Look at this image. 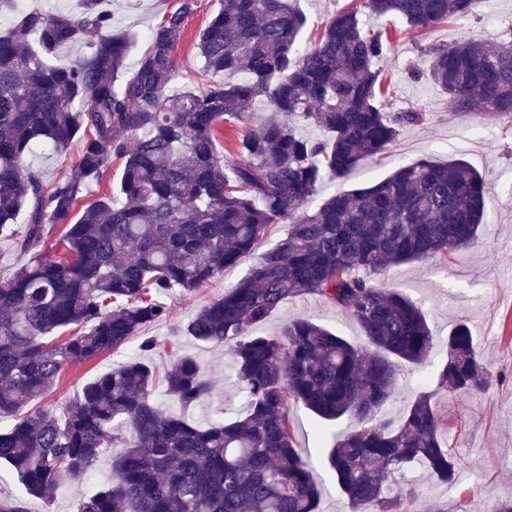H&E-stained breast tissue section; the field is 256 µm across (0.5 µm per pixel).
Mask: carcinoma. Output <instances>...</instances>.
<instances>
[{"instance_id": "cac0c4a2", "label": "carcinoma", "mask_w": 512, "mask_h": 512, "mask_svg": "<svg viewBox=\"0 0 512 512\" xmlns=\"http://www.w3.org/2000/svg\"><path fill=\"white\" fill-rule=\"evenodd\" d=\"M193 2L150 29L148 49L118 86L133 40L112 33L101 0L57 13L0 0V13H14L0 29V237L22 219L15 244L27 257L0 281V421L12 419L0 427V462L22 486V495L0 499V512H29L26 497H47L109 448L120 449L112 484L80 495L72 512H319V488L292 432L293 402L328 425L352 421L327 456L352 512H408L415 490L395 475L420 465L451 483L457 465L441 442L433 393L418 394L397 426L384 417L399 364H425L434 336L422 307L382 276L476 246L486 183L462 162L423 158L308 205L324 180L381 158L401 128L423 119L388 100L376 62L391 37L466 18L474 0H352L304 47L307 19L296 0H222L197 36L201 71L175 88L174 50ZM366 13L391 29L365 30ZM90 34L85 54L57 63L62 48ZM420 53L428 68L412 64L408 76L440 86L451 111L512 117V41L489 48L465 37ZM258 101L279 118L255 130ZM230 121L241 134L224 155L216 141ZM307 125L324 138L302 136ZM75 140L81 154L65 178L51 184L22 168L32 148L63 152ZM114 158L123 161L119 181L78 209ZM285 220V236L186 327L199 341L231 343L244 415L200 429L162 408L143 359L157 347L151 337L139 344L142 357L85 384L60 414L30 409L64 366L118 350L166 317L163 295L203 287ZM56 229L63 252L44 256ZM307 294L355 320L364 346L308 318L275 335L256 332L288 298ZM65 329L73 334L50 344ZM165 381L184 409L214 388L187 357ZM488 383L460 323L448 334L437 390L478 393Z\"/></svg>"}]
</instances>
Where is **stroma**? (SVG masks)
<instances>
[{"instance_id":"stroma-1","label":"stroma","mask_w":512,"mask_h":512,"mask_svg":"<svg viewBox=\"0 0 512 512\" xmlns=\"http://www.w3.org/2000/svg\"><path fill=\"white\" fill-rule=\"evenodd\" d=\"M195 3L174 53L173 83L177 86L189 83L201 69L197 34L220 7V0ZM180 4L181 0H107L105 7L112 13L113 31L137 36L126 61L127 71H134L147 49L148 31ZM462 36L489 46L512 37V0H475L468 20H451L421 34L407 32L399 36L378 66L392 80L394 107L424 112V120L404 127L385 158L365 164L347 180L325 182L320 192L324 198L346 192L421 158L439 164L463 161L488 184L478 250L448 260L436 257L398 265L384 278L387 285L422 304L435 337L427 366H401L399 394L387 406L386 415L400 422L418 393L433 392L438 414L448 421L443 439L459 462L457 481L452 485L431 478L418 466L405 473V481L415 490L412 512H475L479 506L493 508L512 503V119L450 111L447 93L428 79L414 81L406 74L411 64L427 66L420 46L446 44ZM80 151L77 141L61 153L38 149L25 156L24 164L38 170L45 181L53 182L70 171ZM287 229V224L275 225L258 241L252 254L204 287L191 293L174 290L164 299L166 318L143 329V336L158 343L149 362L156 374V397L167 411L185 415L201 428L208 427L216 413H224L229 419L243 413L228 344L198 341L186 334L185 327L198 310L243 279ZM303 317L314 319L351 343L363 341L355 321L315 295L288 299L258 331L272 334L288 320ZM461 319L468 323L492 381L476 394H439L435 391L436 367L446 354L450 330ZM138 345L134 339L117 351L65 366L53 389L34 401V409L59 411L78 396L86 382L139 357ZM183 356L193 358L215 382L206 401L186 410L167 396L165 384L171 363ZM290 416L296 442L308 450L321 488V512H344L345 499L329 475L327 451L313 447L309 437L318 425L317 419L299 404L292 405Z\"/></svg>"}]
</instances>
